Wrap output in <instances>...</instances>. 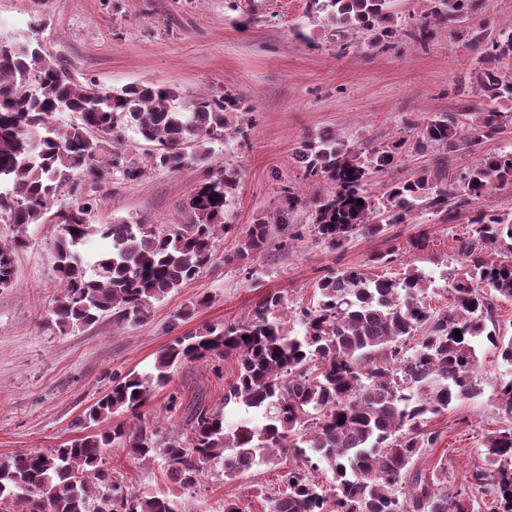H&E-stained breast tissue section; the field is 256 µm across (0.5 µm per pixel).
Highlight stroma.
<instances>
[{"label": "stroma", "instance_id": "35a3bbf8", "mask_svg": "<svg viewBox=\"0 0 512 512\" xmlns=\"http://www.w3.org/2000/svg\"><path fill=\"white\" fill-rule=\"evenodd\" d=\"M400 34L390 45L360 42L348 54L336 52L332 30L317 18L311 0H0V37L39 42L52 58L65 61L79 80L106 91L154 82L177 88L185 100L225 91L243 96L247 111L231 116L244 135L227 134L211 145L206 162L179 172L148 167L151 144L127 130L120 145L104 141V155L120 149L145 167L136 181L111 173L101 183L86 182L100 201L94 223L185 224L186 202L196 186L230 167L239 182L225 214L232 230L220 239L211 263L179 291L153 302L140 324H120L111 315L89 326L60 332L49 317L59 294L55 270L54 224L30 225L15 252L16 281L0 288V458L30 450H49L71 439L74 422L129 372L151 370L175 337L205 324L227 325L248 318L266 293L283 297L278 310L294 325L300 307L312 305L316 287L328 275L357 268L369 275L396 276L407 269L427 278L426 301L446 311L450 290L462 271L459 240L471 211L512 213V185L471 201L453 222L431 211H413L410 223L385 225L380 234H353L335 248L316 235L312 201L330 186L304 179L295 158L302 137L330 129L361 150L403 140L402 158L393 169L374 175L369 190L386 196L394 184L434 167L438 150L414 152L410 146L429 116L451 113L476 127L481 98L462 94L476 64L466 46V30L487 25L495 33L512 24V0H484L469 24L435 27L431 38L415 39L425 0H394ZM503 131L470 152L448 153V175L456 177L481 154L512 144V104L503 102ZM303 202L288 210V191ZM269 221L268 246L252 263L236 254L258 215ZM425 247H412L417 232ZM392 252V263L373 264L374 255ZM209 296L200 304V296ZM187 319H180V312ZM477 355L481 396L453 402L428 418L438 435L419 468H448V490L467 488L473 471L484 468V437L507 425L496 399V383L512 378V365L495 348L482 344ZM237 374L234 358L208 365L186 362L171 383L156 389L141 410V423L159 435L187 430L189 406L216 407L224 387ZM177 397L178 411L167 408ZM106 466L136 493L177 496L182 512H223L225 500H239L247 512H263L265 494L275 492L291 463L253 468L238 480L224 477V466L209 463L201 482L183 488L171 481L161 461H138L120 448L105 452Z\"/></svg>", "mask_w": 512, "mask_h": 512}]
</instances>
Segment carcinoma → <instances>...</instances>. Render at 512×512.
I'll list each match as a JSON object with an SVG mask.
<instances>
[{"label":"carcinoma","instance_id":"obj_1","mask_svg":"<svg viewBox=\"0 0 512 512\" xmlns=\"http://www.w3.org/2000/svg\"><path fill=\"white\" fill-rule=\"evenodd\" d=\"M392 2L312 5L339 32L385 46L399 34ZM428 2L415 35L422 41L433 24L464 23L483 4ZM466 46L476 53L475 92L489 103L512 100V75L486 66L512 56V29L493 36L471 28ZM243 110V98L228 91L189 103L180 101L176 88L158 83L103 91L76 79L64 61L38 46L1 41L0 224L15 228L16 236L0 243V288L14 285V252L26 228L50 221L59 228L54 251L61 291L51 310L59 331L90 325L106 313L121 324L146 321L152 302L195 280L230 232L225 211L238 173L225 168L211 174L187 201L190 222L165 226L93 223L99 200L82 182L99 178L107 166L126 181L143 175L144 167L117 152L102 160L108 136L118 143L131 128L154 145L151 167L179 171L190 152L205 160V144L226 137L224 115ZM66 112L78 120L62 126L57 116ZM501 116L486 106L479 125L468 130L453 114L436 115L417 133V147L471 149L501 133ZM403 144L364 155L333 131L303 139L296 157L304 176L331 185L313 201V224L323 240L339 247L359 228L378 234L385 223H407L422 205L451 222L471 199L512 184V148H504L481 155L451 182L424 169L377 200L368 191L372 175L394 167ZM97 236L106 245L90 263L80 248ZM267 237L268 221L259 216L236 258L253 261ZM506 238L512 240V215L484 211L469 219L459 245L466 271L450 289L444 313L424 301L425 276L415 269L394 277L350 269L319 282L316 305L296 313V332L272 315L282 297L271 292L242 322L205 325L176 338L153 371L114 381L75 421L88 433L46 452L1 459L0 512H179L167 494L141 496L112 480L103 450L114 446L137 460L161 458L169 478L184 488L196 486L211 461L224 462V476L234 479L289 454L294 464L281 474L284 490L265 497V512H474L471 496L448 495L437 473L424 472L417 461L437 440L424 429L428 416L481 394L478 343L488 341L512 364V338L496 336L486 324L496 302L512 301V256H485ZM228 357L238 372L224 388V403L192 406L187 434L158 440L155 432L131 425L154 390L171 381L174 366ZM497 400L511 418L512 379L498 383ZM229 406L249 417L226 425ZM122 414L126 419L114 421ZM484 454L487 467L473 472L472 485L495 496L501 512H512L511 425L485 436ZM320 469L332 473L327 489L311 476Z\"/></svg>","mask_w":512,"mask_h":512}]
</instances>
